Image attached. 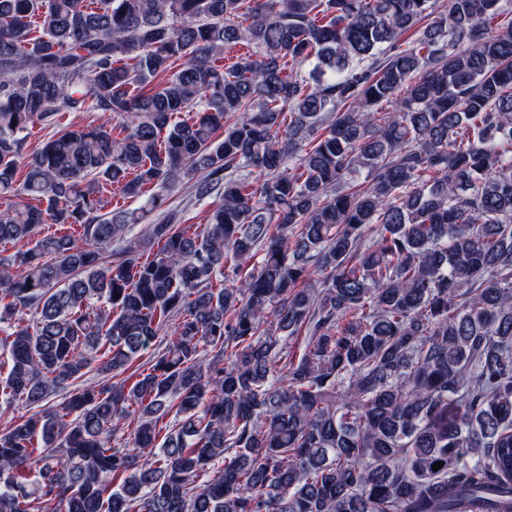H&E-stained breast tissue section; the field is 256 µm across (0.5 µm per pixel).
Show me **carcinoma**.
<instances>
[{"label":"carcinoma","mask_w":512,"mask_h":512,"mask_svg":"<svg viewBox=\"0 0 512 512\" xmlns=\"http://www.w3.org/2000/svg\"><path fill=\"white\" fill-rule=\"evenodd\" d=\"M503 2L0 0V512H512ZM102 117L98 112H60L57 116V122L54 127L44 128L40 124H35L28 130L26 139V157L36 151L41 144L56 131L65 129L71 125L97 124L101 122ZM193 181H187V179L177 181L173 185H170L165 189H154L147 194L158 192L165 198V203L162 209L167 211H175L178 213L179 224L187 225L191 227V230H195L200 224H205L206 213L208 209L213 205L214 199H206L202 202H196L192 197L191 185ZM163 210L152 212L147 218L146 222H153Z\"/></svg>","instance_id":"cac0c4a2"}]
</instances>
